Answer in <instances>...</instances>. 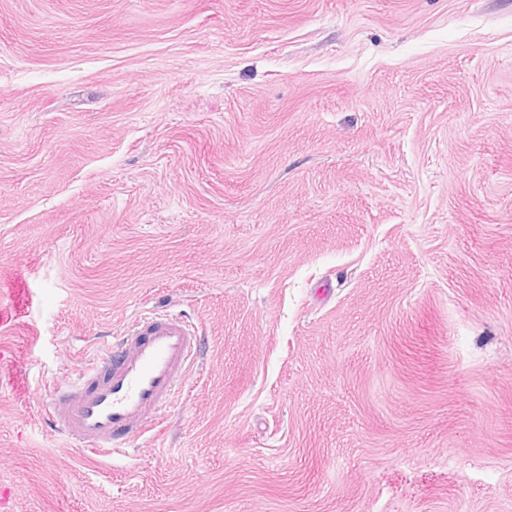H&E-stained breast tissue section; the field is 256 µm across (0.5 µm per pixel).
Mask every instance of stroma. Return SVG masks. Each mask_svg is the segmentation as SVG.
Here are the masks:
<instances>
[{
  "mask_svg": "<svg viewBox=\"0 0 512 512\" xmlns=\"http://www.w3.org/2000/svg\"><path fill=\"white\" fill-rule=\"evenodd\" d=\"M0 512H512V0H0ZM201 355L111 463L42 403ZM202 336L180 315H144L99 346L76 377L55 389L44 414L58 433L98 460L156 432Z\"/></svg>",
  "mask_w": 512,
  "mask_h": 512,
  "instance_id": "obj_1",
  "label": "stroma"
}]
</instances>
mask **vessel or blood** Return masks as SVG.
I'll use <instances>...</instances> for the list:
<instances>
[{"label": "vessel or blood", "instance_id": "obj_1", "mask_svg": "<svg viewBox=\"0 0 512 512\" xmlns=\"http://www.w3.org/2000/svg\"><path fill=\"white\" fill-rule=\"evenodd\" d=\"M201 345L196 326L182 316H141L55 389L44 414L67 439L97 458H112L131 440L157 431Z\"/></svg>", "mask_w": 512, "mask_h": 512}]
</instances>
